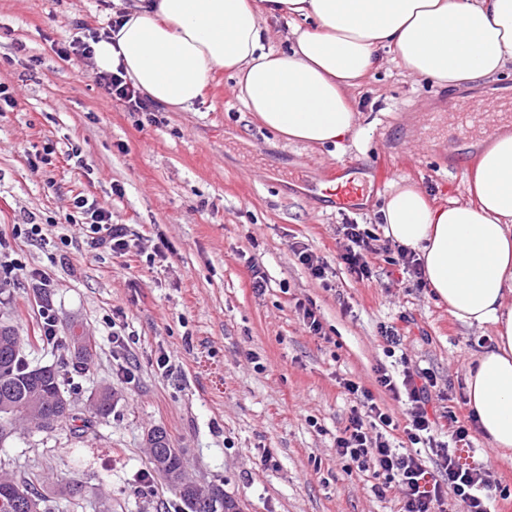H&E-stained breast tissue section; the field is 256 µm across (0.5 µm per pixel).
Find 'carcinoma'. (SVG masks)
Wrapping results in <instances>:
<instances>
[{
  "label": "carcinoma",
  "instance_id": "1",
  "mask_svg": "<svg viewBox=\"0 0 512 512\" xmlns=\"http://www.w3.org/2000/svg\"><path fill=\"white\" fill-rule=\"evenodd\" d=\"M20 339L16 330L0 325V440L27 422L38 429L51 430L62 423H71L75 434L85 432L90 420L82 419L65 410L57 409L58 398L65 394L62 361L53 366L36 368L20 353ZM70 360L83 363L92 356V346H76L73 337L66 341ZM94 415L105 418L112 413V392L99 391L91 402ZM150 458L154 468L163 473L180 501L189 512H231L236 508L233 499L224 495L218 484L201 487L185 478V461L181 452L170 447L165 431L156 429L148 437ZM0 512H57L53 498L38 491L34 483L12 474L0 475Z\"/></svg>",
  "mask_w": 512,
  "mask_h": 512
}]
</instances>
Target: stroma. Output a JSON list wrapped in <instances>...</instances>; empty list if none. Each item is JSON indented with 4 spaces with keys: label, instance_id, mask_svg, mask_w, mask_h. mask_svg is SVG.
<instances>
[{
    "label": "stroma",
    "instance_id": "stroma-1",
    "mask_svg": "<svg viewBox=\"0 0 512 512\" xmlns=\"http://www.w3.org/2000/svg\"><path fill=\"white\" fill-rule=\"evenodd\" d=\"M129 3L0 0V88L17 102L0 112V239L21 265L0 287V323L17 327L23 356L41 366L58 362L70 329L85 332L92 357L65 376L74 412L91 417L92 395L113 394L111 415L91 417L84 435L63 425L1 440L0 470L33 479L59 512H187L151 464L147 437L160 428L189 476L223 483L241 512H399L398 490L378 498L371 474L348 473L336 457L350 407L340 380L373 387L386 360L380 327L400 322L408 357L460 396L495 331L452 318L430 289L403 287L385 261L373 280H350L337 227L376 223L402 178L436 204L466 199L480 149L456 144L448 107L508 99L512 67L448 88L410 77L381 51L377 73L353 92L357 136L323 146L267 131L225 73L189 109L159 110L151 123L112 101L92 59L58 52L81 28L105 31ZM435 112L444 115L437 127ZM38 154L45 164L31 166ZM348 176L364 186L359 208L331 207L323 187ZM79 195L127 225L124 256L88 251L83 226L63 223ZM30 217L47 225L44 240L21 234ZM63 233L73 243L59 262ZM294 242L327 261L330 287L309 276ZM252 258L270 279L265 292L251 286ZM306 298L324 337L309 334L295 309ZM45 302L57 317L51 341L40 336ZM471 452L512 492V450L478 433ZM143 474L153 486L146 497L136 493ZM68 485L80 494H65Z\"/></svg>",
    "mask_w": 512,
    "mask_h": 512
}]
</instances>
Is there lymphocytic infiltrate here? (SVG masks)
Listing matches in <instances>:
<instances>
[{
	"mask_svg": "<svg viewBox=\"0 0 512 512\" xmlns=\"http://www.w3.org/2000/svg\"><path fill=\"white\" fill-rule=\"evenodd\" d=\"M96 81L126 110L155 112V104L125 79L123 71L98 73ZM65 221L87 228L86 245L90 250L126 254L127 225L112 223L110 212L97 200L77 197ZM338 233L343 239L341 262L355 282L371 281L375 275L372 260L383 254L416 287H423L419 258L381 239L375 225L343 224ZM380 333L388 354L398 355L402 369L397 372L377 365L371 389L352 379L341 380L351 407L345 428L335 438L337 457L355 465L358 472L371 473L377 480L376 495L382 497L391 488H398L401 512H434L449 494L464 503L466 512H494L496 500L507 499V491L491 480L488 471L461 464L456 455L457 449L472 445L473 427L461 421L460 404L452 401L444 411H436L433 401L444 398L445 393L434 371L402 353L404 335L399 327L384 325ZM380 392L401 406V419H394L381 407L376 398ZM398 429L404 433L408 450H399L394 444L393 433Z\"/></svg>",
	"mask_w": 512,
	"mask_h": 512,
	"instance_id": "1",
	"label": "lymphocytic infiltrate"
}]
</instances>
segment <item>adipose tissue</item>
I'll return each mask as SVG.
<instances>
[{
  "mask_svg": "<svg viewBox=\"0 0 512 512\" xmlns=\"http://www.w3.org/2000/svg\"><path fill=\"white\" fill-rule=\"evenodd\" d=\"M268 16L312 26L274 51L264 45ZM383 49L410 76L442 86L491 77L512 65V0H134L120 30L94 43L93 61L101 71L123 66L172 111L227 71L268 130L314 146L353 133L351 92ZM467 194L436 205L403 179L380 221L385 237L418 254L450 316L494 327L495 344L466 372L467 399L482 434L512 450V133L484 146Z\"/></svg>",
  "mask_w": 512,
  "mask_h": 512,
  "instance_id": "1",
  "label": "adipose tissue"
}]
</instances>
